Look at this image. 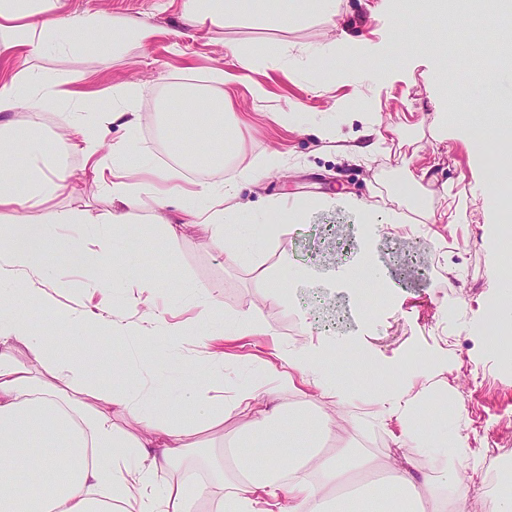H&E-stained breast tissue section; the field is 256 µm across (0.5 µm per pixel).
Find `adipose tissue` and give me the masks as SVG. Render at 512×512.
<instances>
[{
    "label": "adipose tissue",
    "mask_w": 512,
    "mask_h": 512,
    "mask_svg": "<svg viewBox=\"0 0 512 512\" xmlns=\"http://www.w3.org/2000/svg\"><path fill=\"white\" fill-rule=\"evenodd\" d=\"M257 2L187 0L188 15L215 24L258 13L268 25L285 29L336 14V0H289L284 8L279 0H265L262 8ZM63 6V0H0V47L13 51L18 64L15 72L0 77V112H49L62 101L72 102L76 111L67 121L63 148L81 154V171L93 178L112 175L109 189L121 206L88 219L77 236L55 231L56 225L74 223L71 212H53L47 222L30 218L28 209L61 196L81 171L51 157L33 126H15L7 117L0 121V217L11 218L0 226V512H351L355 503L361 512H420L419 482L412 468L379 464L347 448L321 447V440L336 435V422L317 419L305 408L288 409L273 395L263 408H256L252 386L239 387L228 401L220 381L174 391L162 386L148 397L131 385L117 390L98 384L88 350L103 336L153 332L158 320L154 307L170 288L167 280L155 276L131 279L122 260L136 234L127 225L125 209L141 194L152 195L160 207L181 212V222L162 225L169 241H178L192 227L205 230L223 248L225 264L249 269L263 303L270 306L285 300L289 280L315 277L344 286L356 278L365 287L357 296L359 307L370 311L367 288L393 282L389 269L370 251H360L358 270L337 261L313 271L293 267L280 248L290 225L319 210L343 208L368 225L374 236L401 228L406 219L344 191L274 199L262 207L243 205L236 201L233 181L220 190L205 184L193 189L182 186L179 170L155 176L133 142L114 149L112 167L104 169L97 158L103 139L79 114L84 97L60 88L46 74L29 68L27 61L52 51L106 52L120 43L145 47L156 39L158 29L142 19L119 25L100 11L64 16ZM235 56L241 73L214 69L208 93L182 94L183 100L201 106L200 111L188 109L179 116L192 135L173 141L172 150L185 164L210 166L224 160V114L231 111L232 101L223 86L243 82L244 70L251 67L248 54L239 50ZM133 96V88L123 84L94 98L93 104L107 122L131 126L138 120ZM17 148L27 158L20 172L11 162ZM274 212L287 214L288 221L265 232ZM106 228L112 231L108 250L98 245ZM52 250L71 253L96 272L100 293L122 292L142 306L139 324L128 322L112 307H60L40 286L52 276L47 264ZM274 253L279 259L273 263L269 257ZM492 277L499 299L488 316L489 330L497 349L512 355V274L497 267ZM34 308L58 316L72 328V344L49 346L31 319ZM206 336L226 343L272 339V370L288 389H314L320 399L333 403L347 397L335 378L310 372L324 351L321 342L309 337L299 352L288 353L255 310L236 312L225 317L223 325L208 326ZM172 395L187 409L191 424L162 414ZM375 399L387 417L404 423L394 440L396 447L413 448L421 442L463 447V438L449 440L444 427L409 419L388 390H380ZM117 410L135 422L136 433L114 423ZM240 415L248 419L243 437L253 443L254 456L235 447L203 454L198 434Z\"/></svg>",
    "instance_id": "1"
}]
</instances>
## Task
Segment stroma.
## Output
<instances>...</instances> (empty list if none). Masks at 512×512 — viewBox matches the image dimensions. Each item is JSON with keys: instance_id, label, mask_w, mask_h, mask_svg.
<instances>
[{"instance_id": "35a3bbf8", "label": "stroma", "mask_w": 512, "mask_h": 512, "mask_svg": "<svg viewBox=\"0 0 512 512\" xmlns=\"http://www.w3.org/2000/svg\"><path fill=\"white\" fill-rule=\"evenodd\" d=\"M69 8L101 10L117 21L145 18L160 30L147 48L119 44L103 54L55 51L30 60L34 69L62 80L82 76L81 87L90 93L104 95L116 84H133L136 125L104 123L90 109L83 113L105 134L100 152L104 160H111L113 146L133 141L148 163L166 167L169 146L183 130L168 126L167 113L156 111L160 95L179 84L205 86L215 68L236 70L230 51L235 45L250 55V76L266 88L267 95L257 100L244 85L226 86L235 110L224 121L234 140L223 165L206 169L203 183L221 186L244 167L276 155L278 166L241 183L240 200L259 206L272 197L314 195L340 187L408 213L412 202L396 193V185L407 173L427 166L431 172L419 193L432 209L446 208L452 197L468 202L467 222L443 229V247H436L423 230L406 227L372 240V253L391 271L396 287L378 297L376 311L367 317L353 306L349 289L319 279L290 286L287 305L259 306L260 290L250 272L226 266L223 251L212 245L207 233L192 229L178 242L166 240L160 225L153 222L158 212L148 196L129 212L132 224L146 226L153 235L157 253L148 267L141 265L138 251L127 253L131 277L150 273L174 283L189 278L207 286L220 301L212 314L217 323L226 314L258 307L260 318L279 332L282 346L288 349L301 340V321L309 320L313 334L326 345L316 370L335 367L351 396L338 405L288 390L282 400L288 408L305 406L318 418L339 421L341 428L327 440V447H366L371 458L381 461L400 456L393 442L398 426L385 420L372 397L376 387L389 384L417 408L433 399L445 401L439 416L449 431L466 439L460 454L414 449V463L422 470L433 475L446 469L462 471L484 461L489 446L512 448V359L494 348L486 323L496 299L491 271L501 261L497 243L502 235L512 234V223L502 221L512 213V188L470 200L475 179L489 173L493 160H472L447 124L451 114L467 113V92L476 84L470 57L479 44L471 28L434 31L420 26L423 0H338L333 20L306 21L288 31L271 28L254 16L198 26L187 18L185 0H69ZM403 14L416 40H445V58L413 54L395 42V23ZM339 38L360 54L361 61L336 57L341 83H322L313 53L330 48ZM276 41L287 43V59L282 69L271 70L264 64L263 50ZM289 111L298 113V126L274 121V113ZM368 123L389 127L385 152L368 153L371 139L364 129ZM326 126L347 137L354 155L341 154L317 137V129ZM53 207L96 214L112 209V194L101 182L84 177L57 197ZM358 230L354 216L344 210L313 212L293 226L286 244L288 257L314 267L338 257L353 258ZM49 264L63 282L54 292L61 305L84 301L94 287L87 270L59 252L50 254ZM165 305L180 309L177 292H170ZM179 320L180 334L169 346V372L189 380L210 371L211 350L201 339L202 327L192 311H181ZM339 340L364 348L380 366V374L355 377L350 366H333L334 344ZM131 351L136 354V377L151 385L159 369L150 337L99 340L93 360L101 377H108L112 356ZM255 353L253 343L245 339L238 342L233 357L225 359V394L244 384L257 387L262 395L277 388Z\"/></svg>"}]
</instances>
